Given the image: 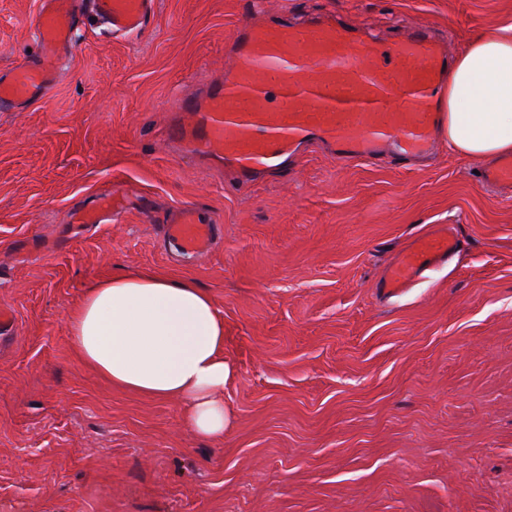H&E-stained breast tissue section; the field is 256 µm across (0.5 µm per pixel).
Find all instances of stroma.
I'll list each match as a JSON object with an SVG mask.
<instances>
[{"label": "stroma", "mask_w": 512, "mask_h": 512, "mask_svg": "<svg viewBox=\"0 0 512 512\" xmlns=\"http://www.w3.org/2000/svg\"><path fill=\"white\" fill-rule=\"evenodd\" d=\"M239 0H157L136 36L82 9L61 77L0 112V512H512V186L439 146L401 165L315 143L224 182L178 153L167 102L230 67ZM297 23L335 15L384 42L433 27L457 55L512 0H262ZM40 0H0V72L36 56ZM147 209L69 223L113 183ZM219 216L184 258L180 204ZM459 253L397 297L387 266L436 226ZM188 277L224 318L223 439L173 401L116 388L72 351L66 312L89 284Z\"/></svg>", "instance_id": "obj_1"}]
</instances>
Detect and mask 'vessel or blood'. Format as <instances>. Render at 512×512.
I'll return each instance as SVG.
<instances>
[{
	"label": "vessel or blood",
	"instance_id": "obj_1",
	"mask_svg": "<svg viewBox=\"0 0 512 512\" xmlns=\"http://www.w3.org/2000/svg\"><path fill=\"white\" fill-rule=\"evenodd\" d=\"M86 3L117 37L138 34L153 7V0H43L34 19L38 53L0 76V109L42 99L55 85L59 57L70 48L76 14ZM226 51L237 66L202 95L174 99L177 117L169 138L187 153L223 159L237 183L318 141L331 143L341 158L364 160L384 153L409 158L436 144L439 115L433 105L448 57L445 44L425 30L380 45L329 16L300 29L262 22L253 0H246ZM481 181L511 182L512 158L483 170ZM126 199L125 184H114L109 195L73 219L102 223ZM217 222L215 215L183 204L174 209L165 234L203 258L213 249ZM460 248L452 229L442 227L391 264L379 286L401 295Z\"/></svg>",
	"mask_w": 512,
	"mask_h": 512
}]
</instances>
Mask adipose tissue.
Wrapping results in <instances>:
<instances>
[{
	"instance_id": "1",
	"label": "adipose tissue",
	"mask_w": 512,
	"mask_h": 512,
	"mask_svg": "<svg viewBox=\"0 0 512 512\" xmlns=\"http://www.w3.org/2000/svg\"><path fill=\"white\" fill-rule=\"evenodd\" d=\"M443 132L457 154L512 153V24L485 27L457 55L439 97ZM79 360L113 386L183 403L200 436L229 424L224 384V320L213 297L188 278L150 270L93 282L67 314Z\"/></svg>"
}]
</instances>
